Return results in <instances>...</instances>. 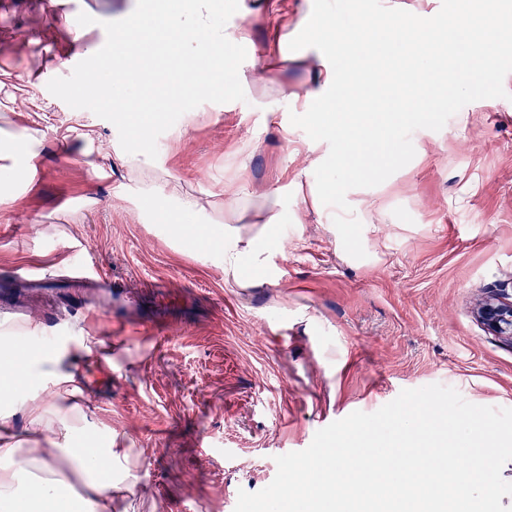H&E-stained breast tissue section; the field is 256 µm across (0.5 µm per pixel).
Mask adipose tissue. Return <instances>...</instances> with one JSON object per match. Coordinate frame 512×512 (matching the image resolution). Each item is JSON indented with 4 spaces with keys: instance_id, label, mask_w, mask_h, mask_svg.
I'll list each match as a JSON object with an SVG mask.
<instances>
[{
    "instance_id": "1",
    "label": "adipose tissue",
    "mask_w": 512,
    "mask_h": 512,
    "mask_svg": "<svg viewBox=\"0 0 512 512\" xmlns=\"http://www.w3.org/2000/svg\"><path fill=\"white\" fill-rule=\"evenodd\" d=\"M213 13L214 0H181L176 8L159 0L153 10L132 13L114 33L118 54L100 65L105 89L125 86L147 71L148 49L162 31L172 35L174 49L192 76L200 58L221 54L227 44L248 43L243 27L216 29ZM383 27L386 40L402 49L393 63L384 60L383 42L366 24L346 26L336 22L333 13H317L306 33L321 60L318 84L293 90L282 86L279 94L318 103L332 114L338 131L352 134L370 110L358 87L361 72L397 81L404 104L411 111H422L424 88L451 77L453 58L494 46L512 29V18L498 16L497 0L478 5L462 0L446 26L390 16ZM291 49L288 34L278 31L267 47L252 50V82L273 84L269 58L287 62ZM359 52L364 55L361 71L336 69L337 57ZM190 87L182 102L187 112L212 94L206 78L193 76ZM188 231L223 253L226 280L251 287L241 267L246 263L263 267L269 251L265 242H252L240 251L231 244L232 226L195 224ZM22 335L27 339L22 348L16 336H0V512H116L134 495L137 477L115 435H108L104 448L96 453L82 447L90 437L86 421L91 398L77 366L94 358L93 343L86 337L71 343L45 340L31 322Z\"/></svg>"
}]
</instances>
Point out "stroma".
Wrapping results in <instances>:
<instances>
[{
	"label": "stroma",
	"mask_w": 512,
	"mask_h": 512,
	"mask_svg": "<svg viewBox=\"0 0 512 512\" xmlns=\"http://www.w3.org/2000/svg\"><path fill=\"white\" fill-rule=\"evenodd\" d=\"M6 0L0 6V334L36 318L46 336H87L112 361L80 373L91 394L88 427L118 435L137 464L133 512H234L239 490L274 479L275 456L306 449L315 433L354 411L372 413L401 390L455 388L473 404L512 408V343L475 316L493 288H512V74L506 97L464 106L440 131L412 136L415 156L382 184L350 190L365 258L344 250L335 208L313 203L319 153L292 126L299 106L250 83V52L225 47L209 62L212 96L183 112L184 86L159 50L130 92L148 148L138 173L118 157L127 132L79 74L76 47L112 40L132 0ZM287 0H216L224 25L259 9L261 43ZM370 8L452 20L453 0H392ZM299 23L300 14L287 17ZM27 143L28 167L12 165ZM168 199V224L154 218ZM242 184L247 241L268 234L267 269L245 268L251 288L224 280V256L178 239L175 224H220L224 188ZM201 210L184 211L179 195ZM92 255L112 292L60 284L67 257ZM32 271L56 278L48 288Z\"/></svg>",
	"instance_id": "35a3bbf8"
}]
</instances>
